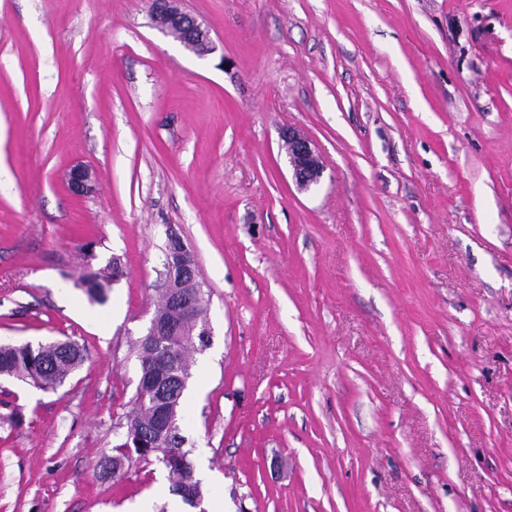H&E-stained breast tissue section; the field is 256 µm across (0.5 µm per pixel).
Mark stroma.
Listing matches in <instances>:
<instances>
[{
  "instance_id": "stroma-1",
  "label": "stroma",
  "mask_w": 512,
  "mask_h": 512,
  "mask_svg": "<svg viewBox=\"0 0 512 512\" xmlns=\"http://www.w3.org/2000/svg\"><path fill=\"white\" fill-rule=\"evenodd\" d=\"M182 6L213 54L150 0H0V343L87 351L0 383V512H169L155 461L99 464L170 230L212 331L181 404L206 512H512V0ZM152 23L165 34L175 33L182 29L185 39L196 41L203 52L199 56L212 54L216 46L208 26L199 21L196 16L181 7V0H152ZM282 140L288 143L285 155L298 189L309 190L317 185L323 175L324 164L313 141L305 133L290 126L283 130ZM107 273L87 271L79 279V286L91 302L104 304L107 301L109 286L124 276V269L118 258H112ZM85 356L83 346L75 340L0 344V376L54 391L80 368Z\"/></svg>"
}]
</instances>
